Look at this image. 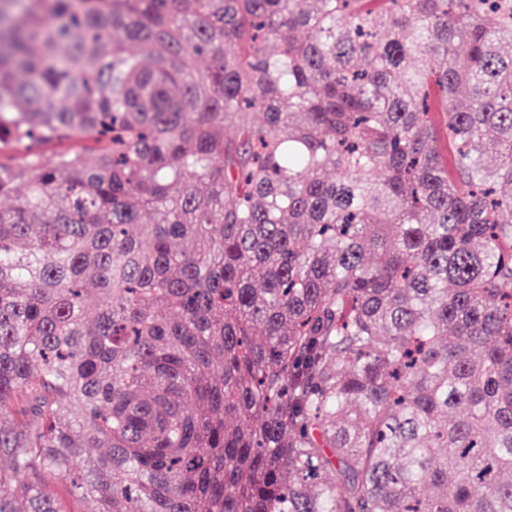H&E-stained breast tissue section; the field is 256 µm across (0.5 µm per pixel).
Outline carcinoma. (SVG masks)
<instances>
[{
    "label": "carcinoma",
    "instance_id": "1",
    "mask_svg": "<svg viewBox=\"0 0 512 512\" xmlns=\"http://www.w3.org/2000/svg\"><path fill=\"white\" fill-rule=\"evenodd\" d=\"M65 141L0 512H512V0H0V146Z\"/></svg>",
    "mask_w": 512,
    "mask_h": 512
}]
</instances>
